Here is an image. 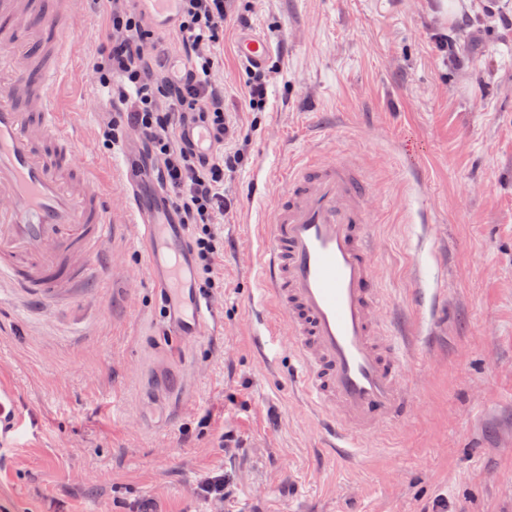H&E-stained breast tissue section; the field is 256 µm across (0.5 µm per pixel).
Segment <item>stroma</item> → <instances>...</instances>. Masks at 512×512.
I'll return each instance as SVG.
<instances>
[{
  "instance_id": "obj_1",
  "label": "stroma",
  "mask_w": 512,
  "mask_h": 512,
  "mask_svg": "<svg viewBox=\"0 0 512 512\" xmlns=\"http://www.w3.org/2000/svg\"><path fill=\"white\" fill-rule=\"evenodd\" d=\"M240 0L279 70L265 111H249L228 18L216 49L230 125L251 143L224 178L231 200L206 298L214 336H169L121 187L126 148L99 137L93 77L103 21L68 0L71 55L54 94L79 162L105 177L112 241L103 275L32 310L0 293V512H512V0ZM453 36L459 63L435 33ZM347 162L370 191L368 242L385 321L437 331L411 346L412 414L337 459L294 386L288 340L254 335L263 243L289 165ZM224 494L203 493L214 477Z\"/></svg>"
}]
</instances>
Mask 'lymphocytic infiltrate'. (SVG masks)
Listing matches in <instances>:
<instances>
[{
	"label": "lymphocytic infiltrate",
	"mask_w": 512,
	"mask_h": 512,
	"mask_svg": "<svg viewBox=\"0 0 512 512\" xmlns=\"http://www.w3.org/2000/svg\"><path fill=\"white\" fill-rule=\"evenodd\" d=\"M105 21V46L97 64L98 80L111 108L100 129L104 146L124 142L137 131L155 176L179 224L192 228L187 252L204 288L216 285L214 259L220 245L212 229L227 203L224 175L238 169L241 151L225 149L230 126L224 115V88L213 74L214 52L228 17L246 26L245 12H233L232 0H180L174 28L182 46L181 66L169 72L146 46L152 32L132 0H95ZM202 128L213 151L201 153L190 136ZM141 159H133V177L145 176Z\"/></svg>",
	"instance_id": "obj_1"
}]
</instances>
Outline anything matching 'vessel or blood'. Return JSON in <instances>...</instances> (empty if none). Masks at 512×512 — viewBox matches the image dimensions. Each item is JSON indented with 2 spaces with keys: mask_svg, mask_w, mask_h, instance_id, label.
<instances>
[{
  "mask_svg": "<svg viewBox=\"0 0 512 512\" xmlns=\"http://www.w3.org/2000/svg\"><path fill=\"white\" fill-rule=\"evenodd\" d=\"M64 0H0V278L39 299L88 287L110 221L102 180L73 159L69 115L50 94L68 55ZM270 223L261 225L264 293L279 314L269 340L292 338L300 391L341 441L411 413L401 346L382 325L365 245L368 186L350 165L289 168ZM146 266L166 293L170 333L209 335L216 315L185 271L181 238L161 210L132 198Z\"/></svg>",
  "mask_w": 512,
  "mask_h": 512,
  "instance_id": "vessel-or-blood-1",
  "label": "vessel or blood"
}]
</instances>
